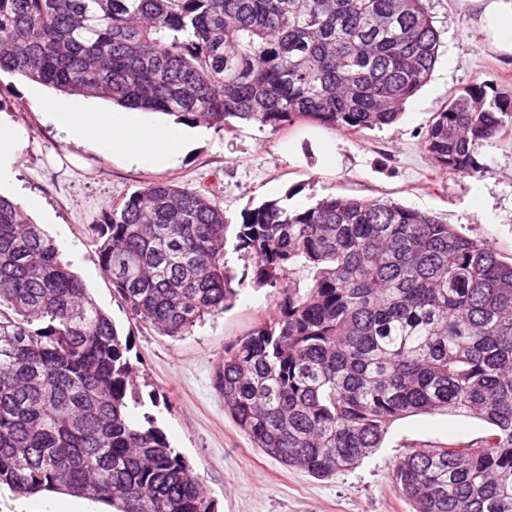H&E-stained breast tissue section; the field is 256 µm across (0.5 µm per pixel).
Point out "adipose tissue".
Returning a JSON list of instances; mask_svg holds the SVG:
<instances>
[{"mask_svg":"<svg viewBox=\"0 0 512 512\" xmlns=\"http://www.w3.org/2000/svg\"><path fill=\"white\" fill-rule=\"evenodd\" d=\"M471 22L488 37L492 51L512 59V0H459ZM46 121L72 138H92L130 166H177L188 150L183 126L153 122L143 112H64L47 106Z\"/></svg>","mask_w":512,"mask_h":512,"instance_id":"adipose-tissue-1","label":"adipose tissue"}]
</instances>
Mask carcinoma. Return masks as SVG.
<instances>
[{"instance_id": "carcinoma-1", "label": "carcinoma", "mask_w": 512, "mask_h": 512, "mask_svg": "<svg viewBox=\"0 0 512 512\" xmlns=\"http://www.w3.org/2000/svg\"><path fill=\"white\" fill-rule=\"evenodd\" d=\"M426 0H0V71L57 92L276 131L359 133L397 120L431 77ZM512 128V94L473 82L422 139L450 174ZM224 210L158 182L97 225L129 313L180 337L236 294ZM237 248L277 313L224 349L214 388L252 447L323 478L368 458L407 414L490 426L477 448H414L394 465L413 512H512V262L437 216L383 198L247 210ZM314 271L300 287L296 267ZM111 317L22 207L0 195V485L112 512H214L142 405Z\"/></svg>"}]
</instances>
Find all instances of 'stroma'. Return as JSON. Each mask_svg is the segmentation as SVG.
I'll list each match as a JSON object with an SVG mask.
<instances>
[{
  "mask_svg": "<svg viewBox=\"0 0 512 512\" xmlns=\"http://www.w3.org/2000/svg\"><path fill=\"white\" fill-rule=\"evenodd\" d=\"M427 8L441 31L430 81L407 101L396 123L358 134L332 133L343 158L333 173L289 159L288 148L303 129L299 123L278 131L256 124L230 131L208 126L176 167H128L43 119L48 99L70 112H109L112 104L0 75V123L12 126L20 141L13 163L17 184L0 187V195L11 198L21 188L36 200L30 218L56 241L64 262L128 336L127 356L140 375L145 408L200 475L215 512H411L392 485L397 460L412 448L476 447L489 433L486 423L462 415H409L395 420L382 447L351 471L317 478L284 467L252 448L212 384L225 347L274 313L278 293L246 286L227 310L196 325L191 335L172 338L132 319L99 261L95 226L104 211L134 190L167 180L204 192L223 209L225 265L236 280L253 269L235 238L244 211L284 197L307 207L329 196L389 198L434 214L468 237L486 239L511 262L512 135L481 150L484 170L476 178L441 171L421 142L435 112L472 82L512 92V61L489 51L457 0H427ZM104 509L103 503L68 494L25 498L0 489V512Z\"/></svg>",
  "mask_w": 512,
  "mask_h": 512,
  "instance_id": "stroma-1",
  "label": "stroma"
}]
</instances>
